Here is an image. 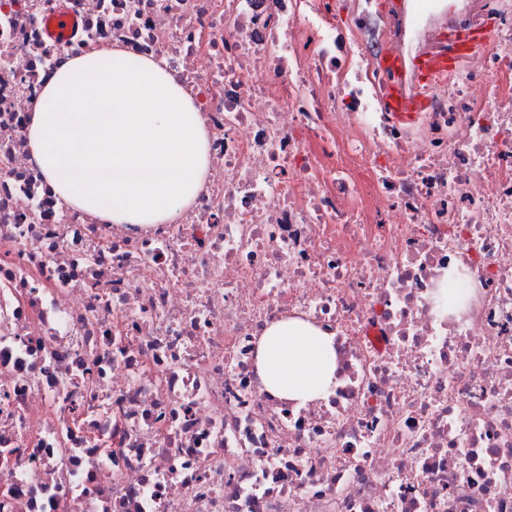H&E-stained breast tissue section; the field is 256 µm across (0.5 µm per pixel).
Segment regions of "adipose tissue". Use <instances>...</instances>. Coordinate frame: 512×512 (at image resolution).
<instances>
[{"instance_id":"ef3b65f1","label":"adipose tissue","mask_w":512,"mask_h":512,"mask_svg":"<svg viewBox=\"0 0 512 512\" xmlns=\"http://www.w3.org/2000/svg\"><path fill=\"white\" fill-rule=\"evenodd\" d=\"M26 136L58 200L111 224L171 223L207 177L194 97L167 59L134 64L116 46L70 56L44 85ZM256 368L275 396L323 397L336 372L332 339L299 318L274 322L258 341Z\"/></svg>"}]
</instances>
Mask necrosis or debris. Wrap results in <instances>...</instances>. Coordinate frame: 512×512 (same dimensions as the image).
Segmentation results:
<instances>
[{
  "instance_id": "1",
  "label": "necrosis or debris",
  "mask_w": 512,
  "mask_h": 512,
  "mask_svg": "<svg viewBox=\"0 0 512 512\" xmlns=\"http://www.w3.org/2000/svg\"><path fill=\"white\" fill-rule=\"evenodd\" d=\"M469 30L397 120L379 53ZM103 45L200 105L174 223L62 205L29 150ZM295 316L336 354L304 404L254 366ZM1 454L0 512H512V0H0Z\"/></svg>"
}]
</instances>
